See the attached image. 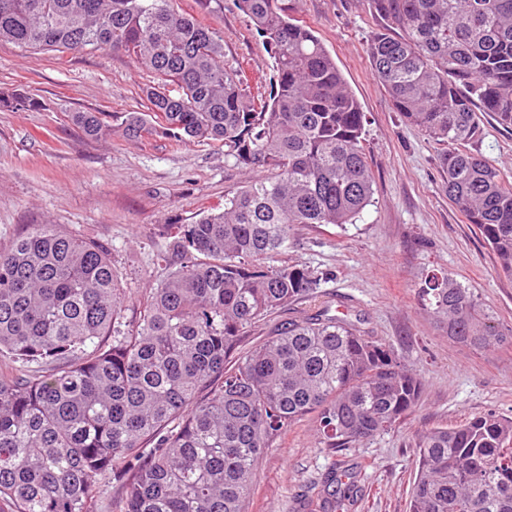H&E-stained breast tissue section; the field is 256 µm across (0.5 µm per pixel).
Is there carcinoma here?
Returning a JSON list of instances; mask_svg holds the SVG:
<instances>
[{
    "label": "carcinoma",
    "instance_id": "carcinoma-1",
    "mask_svg": "<svg viewBox=\"0 0 512 512\" xmlns=\"http://www.w3.org/2000/svg\"><path fill=\"white\" fill-rule=\"evenodd\" d=\"M388 25L368 43L403 118L447 146L448 201L512 275V182L472 151L477 111L512 126V0H372ZM272 59L269 98L224 63L215 28L174 0H0V41L28 51L112 49L152 75L134 137L219 141L267 175L168 232L167 277L121 331L127 298L109 250L38 224L0 249V512H93L109 469L120 512H246L264 450L314 414L324 447L385 434L423 380L391 347L324 310L253 342L249 332L308 297L317 275L275 266L301 224L353 223L372 202L366 115L295 0H238ZM0 104L37 106L13 93ZM89 136L97 112H77ZM448 338L512 345L449 274L420 289ZM37 368H30L31 364ZM409 512H512V418L486 414L411 443ZM357 472L324 476L321 512H349Z\"/></svg>",
    "mask_w": 512,
    "mask_h": 512
}]
</instances>
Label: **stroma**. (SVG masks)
Returning <instances> with one entry per match:
<instances>
[{
	"instance_id": "35a3bbf8",
	"label": "stroma",
	"mask_w": 512,
	"mask_h": 512,
	"mask_svg": "<svg viewBox=\"0 0 512 512\" xmlns=\"http://www.w3.org/2000/svg\"><path fill=\"white\" fill-rule=\"evenodd\" d=\"M177 6L218 29L225 62L245 69L253 96L269 95L271 58L237 0ZM298 16L330 51L367 116L374 201L355 223L297 230L275 262L317 272L314 295L261 321L253 335L263 338L325 307L392 347L424 386L395 430L353 448H325L310 415L283 429L260 460L248 512H313L325 474L341 463L359 473L353 512H408L417 434L487 413L512 417V346L474 351L451 341L446 325L422 310L419 290L428 274L448 272L512 326V277L449 203L441 147L395 111L376 78L367 44L383 21L371 0H300ZM150 79L109 50L33 54L0 42V91H24L39 102L25 112L0 109V247L34 224L98 241L131 299L126 325L167 275L160 259L167 225L194 223L263 175L235 165L219 142L128 136L127 117L147 110L142 90ZM76 112L105 113L109 134L86 136L72 122ZM481 127L478 154L512 181V128L487 112Z\"/></svg>"
}]
</instances>
